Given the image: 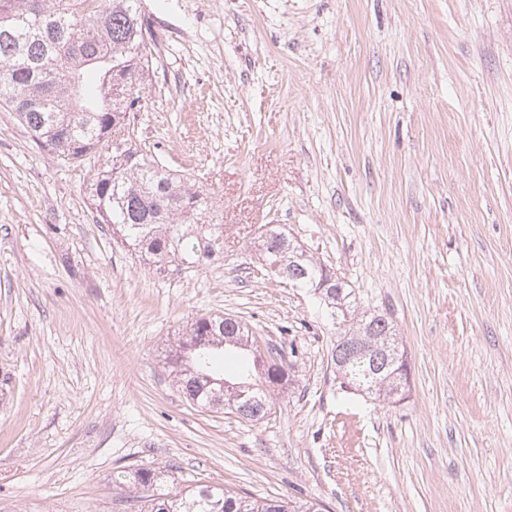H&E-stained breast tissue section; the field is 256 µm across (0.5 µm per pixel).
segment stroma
<instances>
[{
    "mask_svg": "<svg viewBox=\"0 0 512 512\" xmlns=\"http://www.w3.org/2000/svg\"><path fill=\"white\" fill-rule=\"evenodd\" d=\"M160 32L134 123L210 191L224 258L163 276L97 223L82 167L0 106V512H126L173 465L322 512H512V0H143ZM273 224L387 313L411 388L344 387L311 293L261 275ZM224 313L294 381L245 421L163 357Z\"/></svg>",
    "mask_w": 512,
    "mask_h": 512,
    "instance_id": "1",
    "label": "stroma"
}]
</instances>
